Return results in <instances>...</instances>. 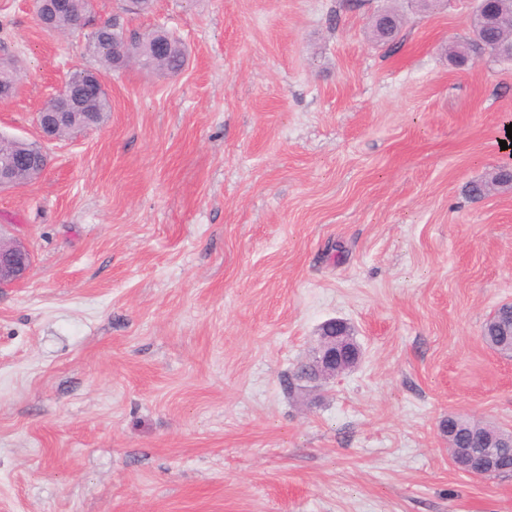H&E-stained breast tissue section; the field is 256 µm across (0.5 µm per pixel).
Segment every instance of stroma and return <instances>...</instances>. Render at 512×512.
I'll list each match as a JSON object with an SVG mask.
<instances>
[{"label": "stroma", "instance_id": "35a3bbf8", "mask_svg": "<svg viewBox=\"0 0 512 512\" xmlns=\"http://www.w3.org/2000/svg\"><path fill=\"white\" fill-rule=\"evenodd\" d=\"M472 10L96 0L188 63L108 72L105 123L0 191L33 261L0 288V512H512V475L455 470L445 428H512V358L481 337L512 302V191L467 193L512 161V60H449ZM86 38L0 0L23 70L0 133L40 140ZM332 318L360 363L286 390ZM162 32V35L153 30L142 36L133 37L131 41L133 44L142 45L143 50L141 53L140 61H145L150 64L151 69H154L164 74H175L181 71L187 61L185 46L170 37L167 33ZM163 40L166 43V49L163 54H152L147 45L156 41Z\"/></svg>", "mask_w": 512, "mask_h": 512}]
</instances>
